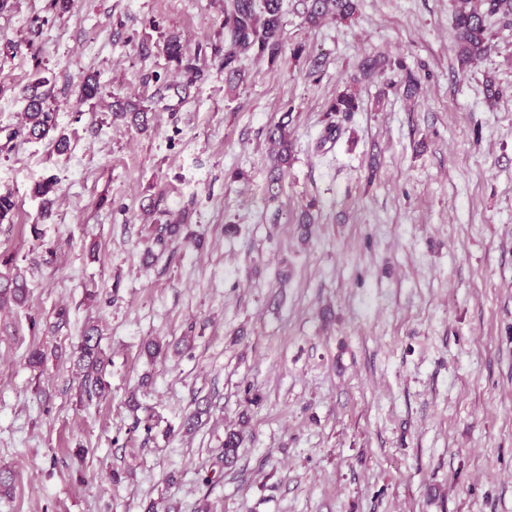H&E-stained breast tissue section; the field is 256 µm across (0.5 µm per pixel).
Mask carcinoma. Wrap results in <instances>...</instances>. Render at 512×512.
I'll return each instance as SVG.
<instances>
[{
  "instance_id": "obj_1",
  "label": "carcinoma",
  "mask_w": 512,
  "mask_h": 512,
  "mask_svg": "<svg viewBox=\"0 0 512 512\" xmlns=\"http://www.w3.org/2000/svg\"><path fill=\"white\" fill-rule=\"evenodd\" d=\"M356 8V0H308L306 19L314 24L323 16L333 14L337 19L346 21L354 16ZM492 16L512 18V0H460L454 20V38L463 64L474 63L489 51L491 34L487 20ZM224 25L228 27L234 45L242 51L255 48L258 54L266 53L275 58L283 50L279 0H263L259 11L255 9L254 0H234L233 8L225 16ZM42 84V79L35 80L28 96L24 129L26 136L34 139H43L56 129V109L47 103L46 97L39 91ZM357 108V93L352 90L340 93L332 105L334 112H353ZM269 139L278 148L275 166L288 165V123L282 122L272 128ZM182 231L181 224H162L157 228L154 243L163 252L171 242L181 239ZM27 295L26 281L21 272H0V306L11 302L23 304ZM78 362L83 369V395L89 400L103 396L108 387L103 376L110 360L100 345V336L94 334L92 329L82 337ZM208 412V405L196 403L195 409L186 416L183 428L189 433L196 431L202 423V416ZM241 445V433L232 430L225 434L224 463L234 461Z\"/></svg>"
}]
</instances>
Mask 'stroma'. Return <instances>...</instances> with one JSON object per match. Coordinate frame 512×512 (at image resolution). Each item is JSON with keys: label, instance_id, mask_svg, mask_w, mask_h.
<instances>
[{"label": "stroma", "instance_id": "obj_1", "mask_svg": "<svg viewBox=\"0 0 512 512\" xmlns=\"http://www.w3.org/2000/svg\"><path fill=\"white\" fill-rule=\"evenodd\" d=\"M280 2L282 54L238 52L233 79V0L0 11V193L16 203L0 259L28 288L0 310V512H512V21L492 17L466 66L457 0H357L314 26L306 0ZM367 57L384 72L362 78ZM39 77L62 154L18 133ZM350 87L357 110L333 112ZM117 97L147 131L113 118ZM285 117L276 180L267 134ZM170 221L202 245L146 260ZM93 325L111 392L87 401L75 350ZM151 339L168 345L154 359ZM199 400L210 419L185 435Z\"/></svg>", "mask_w": 512, "mask_h": 512}]
</instances>
